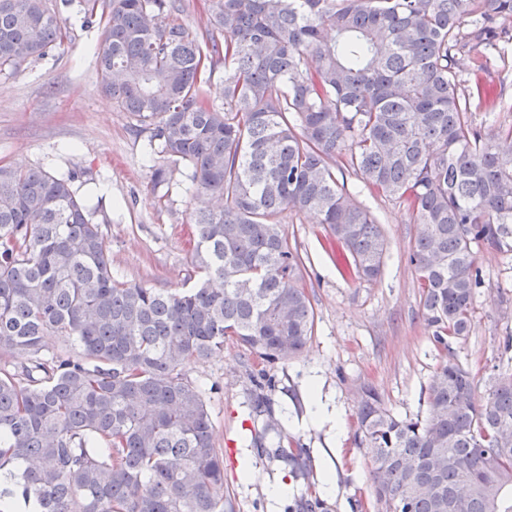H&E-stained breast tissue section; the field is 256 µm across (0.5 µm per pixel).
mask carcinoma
<instances>
[{
	"mask_svg": "<svg viewBox=\"0 0 512 512\" xmlns=\"http://www.w3.org/2000/svg\"><path fill=\"white\" fill-rule=\"evenodd\" d=\"M74 5L102 26L101 91L166 160L154 183L177 172L222 205L193 220L199 284L162 292L113 275L76 170L0 166V512H224V449L182 365L230 338L268 363L305 349L287 210L380 277V222L336 173L407 208L434 342L469 335L477 253L512 254L509 74L482 78L512 50V0H212L200 36L181 0H0V75L59 49ZM219 61L220 106L202 90ZM357 421L381 512H512L511 367L480 398L446 360L416 418L366 387Z\"/></svg>",
	"mask_w": 512,
	"mask_h": 512,
	"instance_id": "1",
	"label": "carcinoma"
}]
</instances>
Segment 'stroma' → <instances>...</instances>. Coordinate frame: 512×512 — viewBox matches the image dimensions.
<instances>
[{"label": "stroma", "instance_id": "stroma-1", "mask_svg": "<svg viewBox=\"0 0 512 512\" xmlns=\"http://www.w3.org/2000/svg\"><path fill=\"white\" fill-rule=\"evenodd\" d=\"M66 18L70 38L63 47L0 76V166L24 168L51 158L75 168L81 196L101 198L111 218L100 231L113 273L161 291L191 287L197 273L187 230L207 197L154 185L144 135L98 86V28L85 27L73 9ZM348 185L382 224L388 250L381 277H349L345 255L330 243L318 215L284 213L281 222L304 258L312 339L301 354L275 363L228 340L223 350L182 367L207 389L216 445L239 442L235 461L224 465V512H378L372 453L354 442L362 387L373 386L400 416H421L446 355L473 371L482 393L495 365L512 360V260L478 253L483 282L471 331L440 352L421 314L418 276L407 262L416 234L411 214L360 192L356 180ZM311 377L319 378L324 397L342 416L338 434L311 415L305 389ZM326 468L336 477L332 495L320 489ZM267 475L287 481L290 494L270 502L262 482Z\"/></svg>", "mask_w": 512, "mask_h": 512}]
</instances>
